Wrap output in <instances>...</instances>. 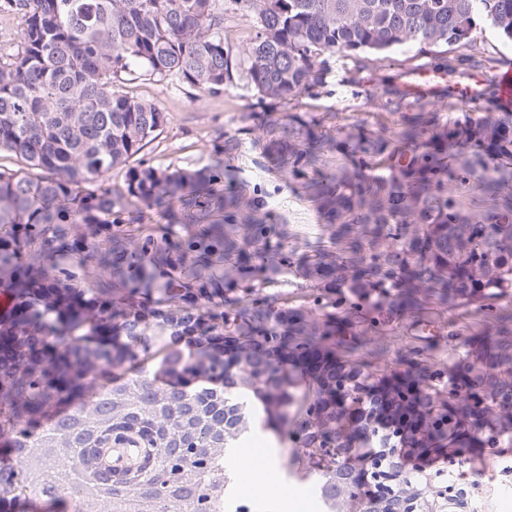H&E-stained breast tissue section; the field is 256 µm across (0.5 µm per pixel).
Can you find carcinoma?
<instances>
[{"instance_id":"1","label":"carcinoma","mask_w":512,"mask_h":512,"mask_svg":"<svg viewBox=\"0 0 512 512\" xmlns=\"http://www.w3.org/2000/svg\"><path fill=\"white\" fill-rule=\"evenodd\" d=\"M22 15L21 47L0 56V152L10 151L31 177L0 168V292L12 301L18 328L40 319L51 336L84 337L98 356L126 349L129 340L150 349L160 307L194 322L188 336L224 340L228 360L255 377L267 419L286 423L295 409L291 442L298 448H334L352 442L346 426L372 410L352 396L334 423L322 410L336 389V372L381 390L420 391L396 426L409 448L420 432L436 448H493L481 423L512 429L508 412L472 399L496 370L512 386V112H461L443 120L423 98L386 90L382 107L398 115V130L331 133L298 114L263 113L266 156L305 180L331 228L332 247L296 254L284 250L283 231L261 215L260 199L224 191V161L199 170H159L129 161L153 140L167 115L129 96L128 78L170 79L210 95L245 82L260 101H288L323 83L328 54L369 73L382 55L415 48L437 55L433 66L450 78L488 69L477 41L488 24L512 42V0H9ZM248 14L258 32L239 48L226 24ZM336 153L334 171L321 167ZM124 169L122 182L105 183ZM169 214L166 224L151 215ZM84 231L71 234L68 225ZM82 277L97 265L112 273V321L91 317L88 301L67 300L61 318L42 303L40 288H67L61 261ZM297 268L313 288L312 305L288 308L259 293L273 274ZM475 337L451 366L422 365L424 350L401 353L390 375L361 372L384 349L373 336ZM368 351L371 360L351 356ZM53 371L33 383L24 402L8 411L39 428L57 404L84 402L82 380L71 373L63 344L36 356ZM301 366L317 389L300 402L290 391L287 365ZM456 396L445 399L448 387ZM224 385V406L243 424L246 402ZM453 428H448V419Z\"/></svg>"}]
</instances>
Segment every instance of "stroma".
I'll return each instance as SVG.
<instances>
[{
    "label": "stroma",
    "instance_id": "stroma-1",
    "mask_svg": "<svg viewBox=\"0 0 512 512\" xmlns=\"http://www.w3.org/2000/svg\"><path fill=\"white\" fill-rule=\"evenodd\" d=\"M434 62L433 55L397 48L377 63L370 81L354 85L348 81L344 60L331 56L323 85L287 103H259L253 91L242 84L204 97L195 88L146 76L126 82L124 90L134 98L156 104L169 118L159 136L140 152V160L162 170H197L210 163L217 146L235 140V149L223 155L225 173L244 186L248 195L264 200L272 220L288 230L285 249L300 252L316 242L329 243L330 232L303 180L288 176L266 160L265 140L255 127L256 113H297L331 131L376 129L382 125L391 128L395 116L370 99V92L401 86L407 71ZM377 343L385 353L373 362L371 371L382 376L393 369L398 352L430 343L435 346V361L444 365L458 361L464 339L383 336ZM247 412L250 431L232 451L239 489L253 491L251 474L261 469L273 488L262 499V512H316L315 488L309 481L314 470L307 463L290 469L289 445L283 440L285 426L265 425L262 411L255 407H248ZM420 465V471L413 474L418 485L430 481L447 490L446 498L436 500V512H512V442L500 443L496 448L469 449L459 468L448 466L442 459L433 464L424 459Z\"/></svg>",
    "mask_w": 512,
    "mask_h": 512
}]
</instances>
